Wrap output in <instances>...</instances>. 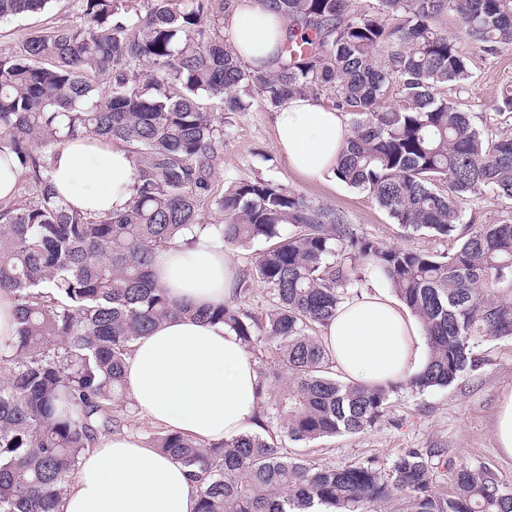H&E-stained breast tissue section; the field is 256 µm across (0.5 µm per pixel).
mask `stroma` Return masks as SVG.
<instances>
[{"label": "stroma", "mask_w": 512, "mask_h": 512, "mask_svg": "<svg viewBox=\"0 0 512 512\" xmlns=\"http://www.w3.org/2000/svg\"><path fill=\"white\" fill-rule=\"evenodd\" d=\"M82 21L75 0H52L44 11L0 19V54L11 53L29 34ZM511 85L512 50H508L495 57L474 56L467 92L456 93L451 86L444 92L491 138L501 125L488 115L502 90ZM223 117L224 165L216 177L218 188L238 178H270L313 203L342 210L349 223L370 239L429 252L445 249V242L428 235L405 237L403 229L366 193L337 179L308 180L293 172L274 147L276 113L261 101L242 112H224ZM476 355L479 369L464 374L454 385L401 392L391 400L388 423L365 433L314 442L307 449L309 456L336 467L367 458L386 465L405 448H444L456 460L491 465L512 483V459L499 454L493 430L499 394L512 385V340L485 342Z\"/></svg>", "instance_id": "1"}]
</instances>
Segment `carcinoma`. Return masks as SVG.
Masks as SVG:
<instances>
[{"instance_id":"carcinoma-1","label":"carcinoma","mask_w":512,"mask_h":512,"mask_svg":"<svg viewBox=\"0 0 512 512\" xmlns=\"http://www.w3.org/2000/svg\"><path fill=\"white\" fill-rule=\"evenodd\" d=\"M51 0H0V18ZM85 22L26 37L0 55V152L24 169L31 197L0 206V291L13 294L16 336L0 344V512H60L82 454L120 432L133 342L163 319L228 326L258 362L259 431L204 442L161 431L149 445L187 468L196 512H512V484L445 448H407L384 468L335 467L288 456L271 429L300 447L381 425L392 395L447 388L477 367L484 342L512 339V220L463 224L486 191L512 201V127L483 138L438 89L472 78L462 41L434 25L452 12L488 56L512 49V0H257L288 22L277 67L246 65L224 43L230 0H76ZM396 18L386 23L385 17ZM150 70H145V67ZM397 88L401 105H388ZM326 92L350 116L336 178L366 193L410 235L451 242L441 253L384 246L343 211L270 179L215 190L224 128L207 101L273 109ZM122 141L135 155L136 193L121 213L88 217L54 188L48 157L69 140ZM219 213L227 245L265 243L229 298L196 309L153 279V261L183 230ZM361 260L422 326L424 367L403 384L339 379L322 327L354 296ZM269 290L251 307L253 285ZM452 491L433 486V459Z\"/></svg>"}]
</instances>
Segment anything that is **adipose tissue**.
I'll return each instance as SVG.
<instances>
[{"label": "adipose tissue", "mask_w": 512, "mask_h": 512, "mask_svg": "<svg viewBox=\"0 0 512 512\" xmlns=\"http://www.w3.org/2000/svg\"><path fill=\"white\" fill-rule=\"evenodd\" d=\"M224 31L240 59L274 70L288 23L257 0H233ZM349 135L344 113L308 95L278 112L274 146L309 179L335 175ZM64 202L91 215L124 211L135 185V159L119 141L75 139L50 159ZM158 285L180 302L202 307L231 294L237 267L214 226L183 231L155 263ZM337 367L351 381L378 385L419 371L428 356L422 328L397 297L377 288L347 300L322 331ZM140 415L207 441L254 431L258 368L223 324L170 318L136 340L125 367ZM197 486L186 468L138 438L101 437L82 456L62 512H195Z\"/></svg>", "instance_id": "adipose-tissue-1"}]
</instances>
